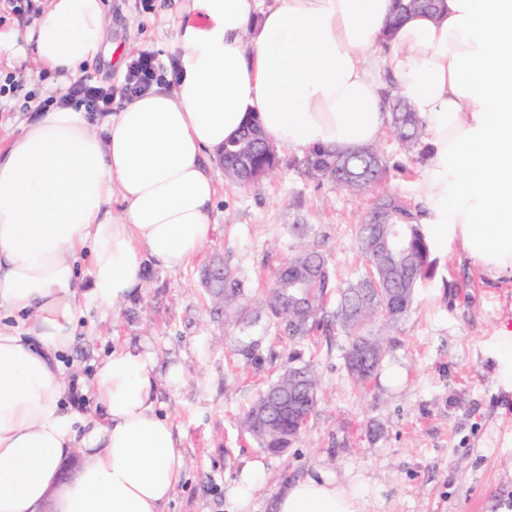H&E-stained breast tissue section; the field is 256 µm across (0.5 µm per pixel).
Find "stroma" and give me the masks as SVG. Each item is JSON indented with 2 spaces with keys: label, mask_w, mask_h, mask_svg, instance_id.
<instances>
[{
  "label": "stroma",
  "mask_w": 512,
  "mask_h": 512,
  "mask_svg": "<svg viewBox=\"0 0 512 512\" xmlns=\"http://www.w3.org/2000/svg\"><path fill=\"white\" fill-rule=\"evenodd\" d=\"M105 4L109 43L154 53L171 66L175 54L158 31L159 0ZM33 20L32 12L0 0L1 59H15V37ZM378 147L386 173L358 193L308 176L296 152L280 151L275 174L247 188L227 184L212 163L216 232L199 256L178 271L151 272L133 303L108 313L83 308L78 341L61 357L66 373L92 375L115 346L153 355L159 410L172 419L187 459L168 512H226L224 487L252 459L264 460L268 471L256 512H271L280 477L314 468L363 476L368 512H512V390L500 384L493 357L500 320L512 314V277L491 279L458 242L432 247L430 275L365 385L347 371L344 337L318 331L290 340L254 302L248 324L225 323L201 283L202 269L220 260L249 287H263L296 246L298 224L308 225L338 280H354L364 270L356 231L377 196H400L419 219L427 217L419 155L389 133ZM292 362L314 365L322 399L300 440L273 456L242 419ZM394 370L400 383L388 379Z\"/></svg>",
  "instance_id": "1"
}]
</instances>
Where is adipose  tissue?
<instances>
[{
    "instance_id": "ef3b65f1",
    "label": "adipose tissue",
    "mask_w": 512,
    "mask_h": 512,
    "mask_svg": "<svg viewBox=\"0 0 512 512\" xmlns=\"http://www.w3.org/2000/svg\"><path fill=\"white\" fill-rule=\"evenodd\" d=\"M393 0H173L179 78L95 121L50 105L0 147V512H166L186 469L155 407L149 353L114 348L62 403L59 353L76 313L133 301L155 270L184 268L215 231L208 160L258 119L270 144L306 152L376 143L387 92L425 130L421 183L438 243L459 240L489 274L512 275V0H441L391 25ZM103 0H43L25 54L67 94L100 53ZM90 254L88 288L76 258ZM81 464L62 480L60 464ZM265 465L228 482L253 512ZM274 512H368L359 477L316 468L278 482Z\"/></svg>"
}]
</instances>
